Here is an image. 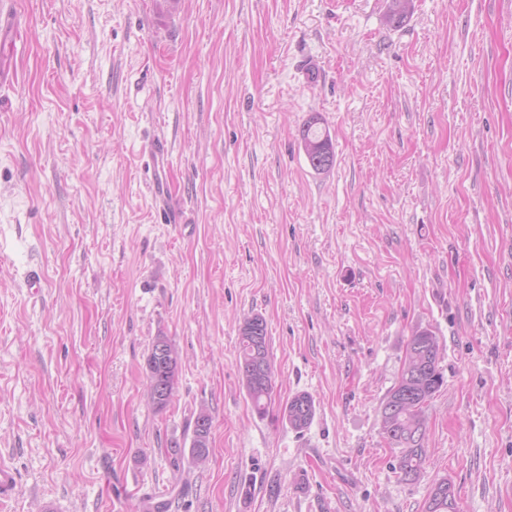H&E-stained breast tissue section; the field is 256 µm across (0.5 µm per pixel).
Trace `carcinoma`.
<instances>
[{"instance_id": "cac0c4a2", "label": "carcinoma", "mask_w": 512, "mask_h": 512, "mask_svg": "<svg viewBox=\"0 0 512 512\" xmlns=\"http://www.w3.org/2000/svg\"><path fill=\"white\" fill-rule=\"evenodd\" d=\"M413 0H390L386 22L401 27L409 18ZM300 144L311 168L327 171L334 166L335 152L329 133L320 128V119L310 117L299 130ZM441 348L435 334L419 330L411 336L406 357L395 385L387 398L398 391L408 398L393 405L382 420L385 438L400 449L398 469L406 479L416 478L426 454L425 408L444 383L439 369ZM239 371L254 411L265 416L272 401L274 370L271 361L265 320L254 315L247 317L239 329ZM315 413L314 401L307 393L288 399L281 408V419L294 429L307 427ZM424 512H457L455 497L448 494L452 485L448 479L435 482Z\"/></svg>"}]
</instances>
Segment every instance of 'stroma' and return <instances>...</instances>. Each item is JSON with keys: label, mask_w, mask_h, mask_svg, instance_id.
<instances>
[{"label": "stroma", "mask_w": 512, "mask_h": 512, "mask_svg": "<svg viewBox=\"0 0 512 512\" xmlns=\"http://www.w3.org/2000/svg\"><path fill=\"white\" fill-rule=\"evenodd\" d=\"M414 5L393 28L387 0H0L6 512H423L442 478L460 512H512V0ZM157 137L180 224L150 194ZM424 329L444 384L406 480L381 409ZM160 334L181 366L157 412ZM298 393L301 430L278 417ZM202 407L208 460L174 459ZM320 119L310 117L299 130L300 144L311 168L330 170L335 163V152L329 133L320 128ZM266 369L263 376L259 372ZM239 371L254 411L265 416L272 401L274 370L265 320L247 317L239 329ZM303 401L306 409L297 406V402ZM315 413L314 401L309 394L299 393L288 399L281 408V419L294 429L306 428L312 421Z\"/></svg>", "instance_id": "1"}]
</instances>
